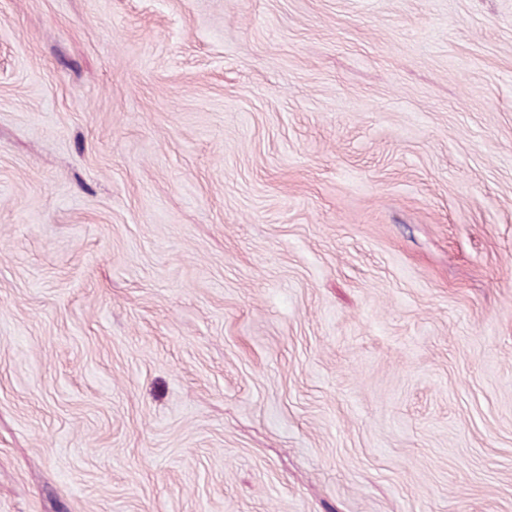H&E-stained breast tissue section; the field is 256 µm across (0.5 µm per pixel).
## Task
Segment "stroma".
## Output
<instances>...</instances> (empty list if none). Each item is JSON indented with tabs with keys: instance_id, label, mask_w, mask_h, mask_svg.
Wrapping results in <instances>:
<instances>
[{
	"instance_id": "obj_1",
	"label": "stroma",
	"mask_w": 512,
	"mask_h": 512,
	"mask_svg": "<svg viewBox=\"0 0 512 512\" xmlns=\"http://www.w3.org/2000/svg\"><path fill=\"white\" fill-rule=\"evenodd\" d=\"M0 512H512V0H0Z\"/></svg>"
}]
</instances>
